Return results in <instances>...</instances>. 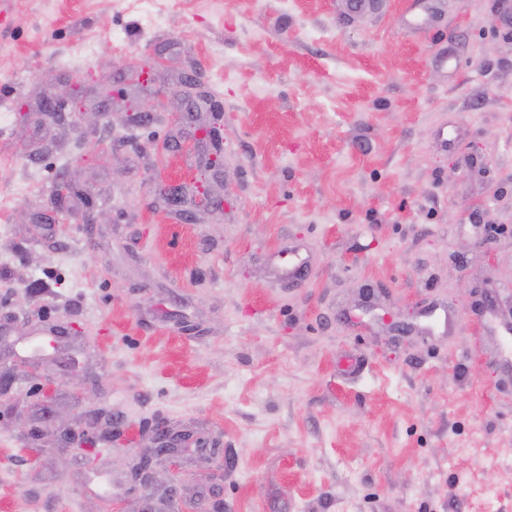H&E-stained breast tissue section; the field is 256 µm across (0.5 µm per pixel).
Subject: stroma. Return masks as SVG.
<instances>
[{
    "mask_svg": "<svg viewBox=\"0 0 512 512\" xmlns=\"http://www.w3.org/2000/svg\"><path fill=\"white\" fill-rule=\"evenodd\" d=\"M385 3L0 0V512H512V0ZM413 5L408 17L409 24L418 29L431 28L436 20V1L414 0ZM189 433L173 434L168 430H158L152 444L140 448L138 468L141 475V485L148 488L154 482V468L156 465L168 466L171 481L181 472L183 460L182 445L191 439Z\"/></svg>",
    "mask_w": 512,
    "mask_h": 512,
    "instance_id": "obj_1",
    "label": "stroma"
}]
</instances>
